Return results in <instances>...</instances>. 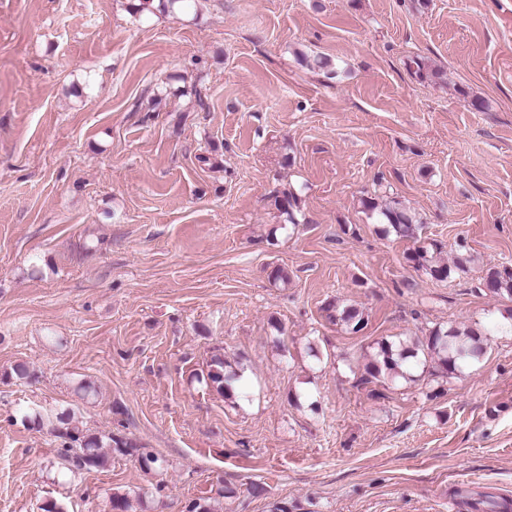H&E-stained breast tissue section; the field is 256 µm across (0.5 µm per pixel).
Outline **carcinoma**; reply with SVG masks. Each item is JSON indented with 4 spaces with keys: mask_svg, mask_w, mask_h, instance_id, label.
Returning a JSON list of instances; mask_svg holds the SVG:
<instances>
[{
    "mask_svg": "<svg viewBox=\"0 0 512 512\" xmlns=\"http://www.w3.org/2000/svg\"><path fill=\"white\" fill-rule=\"evenodd\" d=\"M361 203L364 210L374 216L377 223L383 225V234H393L416 242L420 240L421 224L414 215L401 207L399 202L392 200L383 203L376 195L362 198ZM298 205V195L290 190L274 197V206L291 224L296 223L294 210ZM439 253L441 246L433 242L427 246L415 247L407 253L406 259L415 268L425 270L437 281H446L467 271L470 259L458 257L450 265L437 257ZM484 286L488 292L512 300V268L489 270L484 278ZM333 309V305H328L329 318L335 321L339 319L351 329L360 330L363 318L356 310L344 309L336 315ZM485 353L486 347L478 332L472 329L450 328L444 331L435 328L420 344L404 341L379 343L373 360L366 367V376L362 377V381L368 382L382 375L392 379H407L409 375L404 371L405 365L420 355L431 358L442 373L456 374L480 362ZM236 380V374L224 373V359L220 356L212 359L210 369L204 378L206 384L215 387L219 393L226 396L232 395L233 383ZM22 417L37 427L47 422L52 424L56 437L63 440V460L75 469L103 468L109 462L112 453L129 455L133 451L132 445L110 433H84L78 426L72 424L70 415L65 413H60L52 419L39 411L27 409Z\"/></svg>",
    "mask_w": 512,
    "mask_h": 512,
    "instance_id": "1",
    "label": "carcinoma"
}]
</instances>
